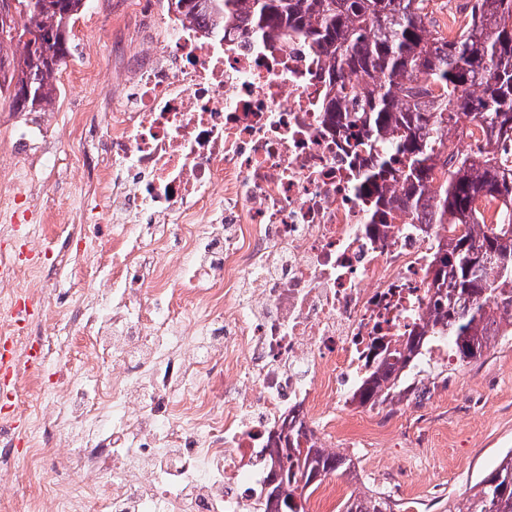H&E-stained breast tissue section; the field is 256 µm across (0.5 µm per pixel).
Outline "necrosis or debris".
I'll return each instance as SVG.
<instances>
[{"instance_id": "obj_1", "label": "necrosis or debris", "mask_w": 512, "mask_h": 512, "mask_svg": "<svg viewBox=\"0 0 512 512\" xmlns=\"http://www.w3.org/2000/svg\"><path fill=\"white\" fill-rule=\"evenodd\" d=\"M128 42L125 80L97 72L112 106L110 147L82 174L108 201L119 272L107 302L85 296L75 323L112 360V391L66 386L55 416L73 466L111 474L86 495L51 484L52 512H261L273 439L353 402L371 345L393 346L429 309L426 271L462 224L372 221L360 191L374 161L329 120L327 64L297 34L233 38L164 9ZM473 124L443 155L488 148ZM178 239L186 279L164 267ZM34 263L0 264L7 329L28 318ZM223 295H216V282Z\"/></svg>"}]
</instances>
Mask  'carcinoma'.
I'll return each mask as SVG.
<instances>
[{"label":"carcinoma","instance_id":"obj_1","mask_svg":"<svg viewBox=\"0 0 512 512\" xmlns=\"http://www.w3.org/2000/svg\"><path fill=\"white\" fill-rule=\"evenodd\" d=\"M429 0H168L171 10L212 29L232 18L257 29L290 30L308 40L346 90L353 74L362 91L331 112L353 146L376 155L363 188L419 224H468L469 232L438 246L428 276L429 317L384 351L358 387L360 405L399 387L405 369L437 336L462 362L479 359L504 334L512 312V212L477 223L478 199L512 203V167L495 157L454 164L437 148L448 123L474 122L512 140V0H467L469 23L455 36L427 24ZM86 0H0V82L17 112H45L60 91V65ZM496 300L486 309L482 300ZM350 460L310 444L279 456L280 480L264 512H306L327 475ZM344 512H392L381 496L349 497ZM465 512H512V451L475 486Z\"/></svg>","mask_w":512,"mask_h":512}]
</instances>
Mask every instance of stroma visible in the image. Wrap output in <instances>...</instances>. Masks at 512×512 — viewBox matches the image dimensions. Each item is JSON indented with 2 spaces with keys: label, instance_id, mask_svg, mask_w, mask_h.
<instances>
[{
  "label": "stroma",
  "instance_id": "stroma-1",
  "mask_svg": "<svg viewBox=\"0 0 512 512\" xmlns=\"http://www.w3.org/2000/svg\"><path fill=\"white\" fill-rule=\"evenodd\" d=\"M154 8V0H95L74 24L65 66L89 60L122 76L132 62L120 42L142 35V20ZM107 110L103 89L89 78L79 91L62 84L47 112H18L9 101L0 102V171L21 170L27 182L41 188L43 198L42 222L23 243L5 244L8 258L24 251L39 254L42 261L41 274L27 284L40 296L41 313L25 333L36 343L57 338L65 355L63 366L23 374L22 402L0 401V423L10 429L12 455L10 470L0 474V512H28L48 480L87 489L109 480L105 473L73 471V447L56 437L43 440L41 467L33 469L24 439L29 413L46 409L61 396L64 383H87L95 395L112 387V369L94 345L92 329L71 323L80 297L93 292L109 298L117 276L112 227L100 210L84 211L79 225L70 222L84 196L75 159L108 150ZM24 123L45 130L58 152L54 171H43L16 154L12 131ZM403 382L410 392L392 394L373 406H354L330 424L314 422V429L335 435L337 454L351 461L349 471L330 479L342 498L380 495L394 512L410 501L422 512L463 506L471 488L512 449V336L497 337L480 360H453L427 381L410 372ZM425 464L433 465L435 473L428 483L416 476Z\"/></svg>",
  "mask_w": 512,
  "mask_h": 512
}]
</instances>
